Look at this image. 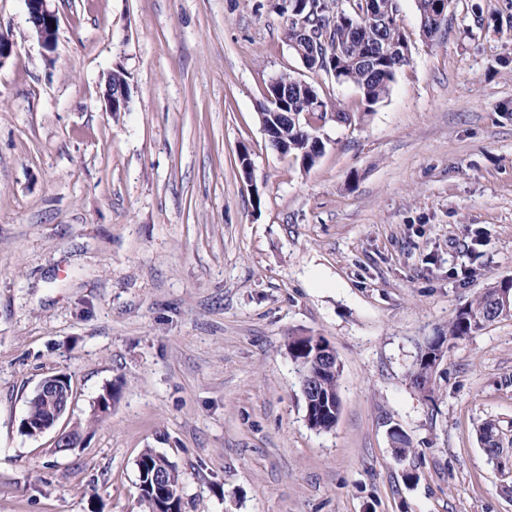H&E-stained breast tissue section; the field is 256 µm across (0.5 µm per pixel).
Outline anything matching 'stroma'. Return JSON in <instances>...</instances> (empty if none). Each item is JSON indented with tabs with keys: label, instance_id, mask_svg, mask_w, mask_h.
Segmentation results:
<instances>
[{
	"label": "stroma",
	"instance_id": "35a3bbf8",
	"mask_svg": "<svg viewBox=\"0 0 512 512\" xmlns=\"http://www.w3.org/2000/svg\"><path fill=\"white\" fill-rule=\"evenodd\" d=\"M53 6L49 52L24 0H0V512H141L146 448L176 464L184 512H512L479 438L496 421L512 456V320L457 341L432 397L409 379L512 279V0H453L431 38L399 0L410 61L372 106L302 65L272 0ZM116 67L125 112L102 99ZM282 74L362 115L324 128L307 171L259 119ZM292 336L336 350L331 429L307 424ZM59 373V426L82 432L65 452L19 431Z\"/></svg>",
	"mask_w": 512,
	"mask_h": 512
}]
</instances>
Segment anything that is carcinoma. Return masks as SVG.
<instances>
[{
  "label": "carcinoma",
  "instance_id": "cac0c4a2",
  "mask_svg": "<svg viewBox=\"0 0 512 512\" xmlns=\"http://www.w3.org/2000/svg\"><path fill=\"white\" fill-rule=\"evenodd\" d=\"M362 10L363 0H319L318 12L308 16V20L317 21V30L328 33L326 55L338 68L337 78L354 85L365 103L372 106L389 94L396 74L408 64L406 60L398 64L383 57L376 61L372 58V51L382 49L387 42H403L406 37L396 23L391 26L366 23L357 31L356 40L349 42L344 38L343 21ZM268 91L279 100V105L265 113V122L275 128L276 135L269 144L276 150L281 143H288V158L304 170L311 169L324 153L318 122L326 125L336 118L351 125L360 120L356 113L347 112L335 104L324 100L316 103L319 93L315 87L305 90L293 84V77L287 74L280 75L278 83ZM506 288L512 291V279L490 284L459 309L448 323L447 331L433 337L420 350L409 374L414 388L423 394L432 391L434 370L428 357L440 359L457 341L475 335L490 323L512 319V303L506 307L499 299L500 292ZM315 342L325 344L327 340L322 336H290L287 347L299 380L304 381L313 375L318 378L320 394L304 396L308 425L317 430H329L340 412V370L320 373L311 359ZM119 393L120 387L116 384L105 388L97 400L91 420H99L110 410ZM47 416L45 401L37 395L31 396L25 417L42 421ZM480 441L488 456L497 460L503 457L500 430L495 423L487 422L482 426ZM136 466L143 512H183L181 478L173 462L154 449L146 448L136 460Z\"/></svg>",
  "mask_w": 512,
  "mask_h": 512
}]
</instances>
